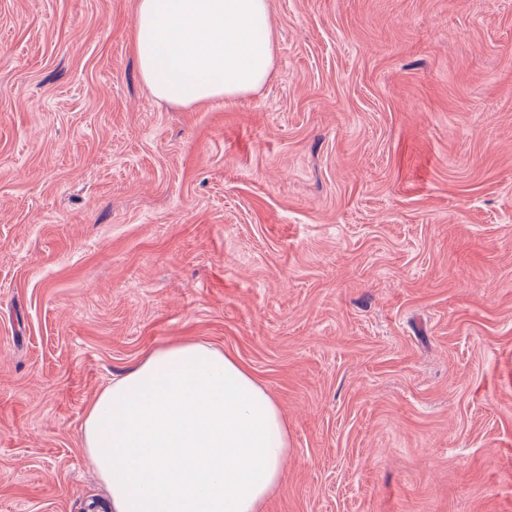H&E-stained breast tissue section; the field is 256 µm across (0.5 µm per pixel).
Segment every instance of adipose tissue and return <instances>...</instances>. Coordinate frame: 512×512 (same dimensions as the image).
<instances>
[{
    "label": "adipose tissue",
    "instance_id": "1",
    "mask_svg": "<svg viewBox=\"0 0 512 512\" xmlns=\"http://www.w3.org/2000/svg\"><path fill=\"white\" fill-rule=\"evenodd\" d=\"M141 78L172 105L259 91L274 64L269 0H138ZM85 451L111 512H260L282 477L279 407L202 342L155 347L87 408Z\"/></svg>",
    "mask_w": 512,
    "mask_h": 512
}]
</instances>
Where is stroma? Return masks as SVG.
Masks as SVG:
<instances>
[{"label": "stroma", "instance_id": "stroma-1", "mask_svg": "<svg viewBox=\"0 0 512 512\" xmlns=\"http://www.w3.org/2000/svg\"><path fill=\"white\" fill-rule=\"evenodd\" d=\"M137 0H0V512H107L155 346L288 426L262 512H512V0H269L256 93L141 80Z\"/></svg>", "mask_w": 512, "mask_h": 512}]
</instances>
